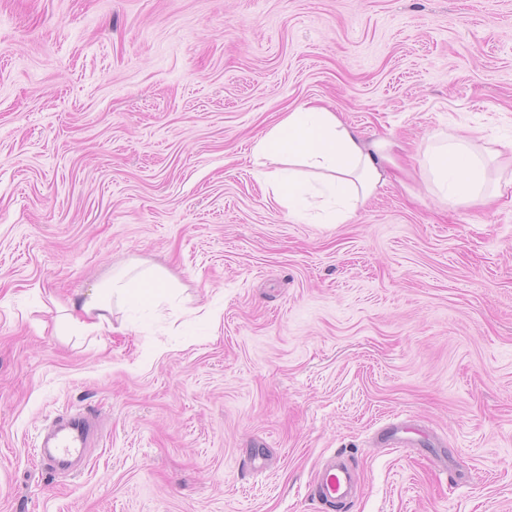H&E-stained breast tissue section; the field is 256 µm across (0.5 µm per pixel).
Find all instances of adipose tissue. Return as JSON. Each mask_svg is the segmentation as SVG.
<instances>
[{
  "instance_id": "ef3b65f1",
  "label": "adipose tissue",
  "mask_w": 512,
  "mask_h": 512,
  "mask_svg": "<svg viewBox=\"0 0 512 512\" xmlns=\"http://www.w3.org/2000/svg\"><path fill=\"white\" fill-rule=\"evenodd\" d=\"M473 141L470 135H432L418 160L432 193L456 206L486 204L512 189V177L486 189V159L474 151ZM390 148L383 140H365L337 113L310 103L273 124L256 142L253 157L276 162V170L265 173L264 181L290 217L301 218L309 207L305 180L317 176L321 195L335 204L330 221L341 224L379 187L403 175ZM168 294L165 288H139L134 281L113 276L72 302L67 320L77 330L100 332L111 328L115 306L160 302Z\"/></svg>"
}]
</instances>
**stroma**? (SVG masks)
<instances>
[{
	"label": "stroma",
	"mask_w": 512,
	"mask_h": 512,
	"mask_svg": "<svg viewBox=\"0 0 512 512\" xmlns=\"http://www.w3.org/2000/svg\"><path fill=\"white\" fill-rule=\"evenodd\" d=\"M316 98L411 172L428 135L512 137V0H0V512H324L335 454L339 512H512V191L289 218L252 146ZM127 266L173 299L55 331ZM89 447L87 434L83 429H59L53 436V449L44 466L55 472L57 467L65 469L72 457H85ZM355 477L346 463L334 457L312 483V495L330 504H348L355 498Z\"/></svg>",
	"instance_id": "obj_1"
}]
</instances>
